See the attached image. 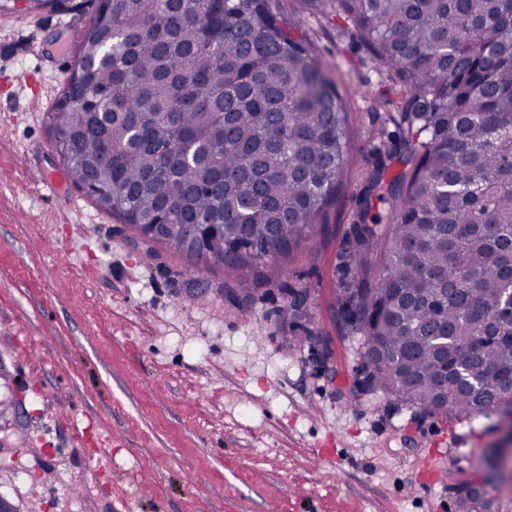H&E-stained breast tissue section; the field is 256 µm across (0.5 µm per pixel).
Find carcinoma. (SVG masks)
Wrapping results in <instances>:
<instances>
[{"label": "carcinoma", "mask_w": 512, "mask_h": 512, "mask_svg": "<svg viewBox=\"0 0 512 512\" xmlns=\"http://www.w3.org/2000/svg\"><path fill=\"white\" fill-rule=\"evenodd\" d=\"M50 139L130 240L260 275L307 243L349 166L346 99L279 0H93ZM65 13L73 0H29ZM396 99L356 198L339 312L357 393L512 419V0H336ZM404 169L385 180V160ZM384 204L375 209L373 200ZM472 486L460 512H499Z\"/></svg>", "instance_id": "cac0c4a2"}]
</instances>
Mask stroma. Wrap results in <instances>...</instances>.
Wrapping results in <instances>:
<instances>
[{
  "instance_id": "35a3bbf8",
  "label": "stroma",
  "mask_w": 512,
  "mask_h": 512,
  "mask_svg": "<svg viewBox=\"0 0 512 512\" xmlns=\"http://www.w3.org/2000/svg\"><path fill=\"white\" fill-rule=\"evenodd\" d=\"M318 3L281 7L349 103L351 165L246 313L224 289L252 272L209 270L196 289L187 259L130 241L52 152L47 114L90 13L0 10V495L23 512H458L469 482L512 512L506 431L349 392L361 345L338 312V266L384 79ZM307 330L330 340L335 376Z\"/></svg>"
}]
</instances>
